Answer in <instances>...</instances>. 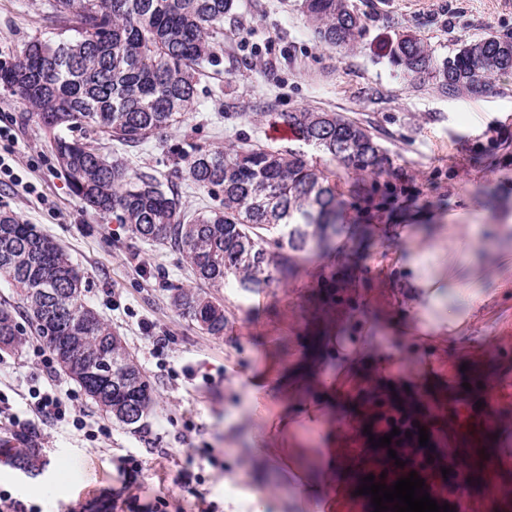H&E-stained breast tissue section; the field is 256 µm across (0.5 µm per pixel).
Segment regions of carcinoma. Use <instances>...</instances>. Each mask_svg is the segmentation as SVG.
<instances>
[{"instance_id": "carcinoma-1", "label": "carcinoma", "mask_w": 512, "mask_h": 512, "mask_svg": "<svg viewBox=\"0 0 512 512\" xmlns=\"http://www.w3.org/2000/svg\"><path fill=\"white\" fill-rule=\"evenodd\" d=\"M304 7L322 44L357 45L365 24L350 0H304ZM51 9L72 34L29 39L0 63V88L53 135L60 170L83 207L182 254L203 287L168 288L172 305L205 333L224 335V303L210 289L255 293L272 281L287 283L299 256L331 243L340 230L336 184L299 151L191 144L177 154L178 170L222 195L221 207L191 213L172 186L95 146L107 135L135 148L195 108L199 68L216 62V37L235 0H52ZM390 59L412 81L429 78L438 92L461 97L512 72V38L489 34L440 59L421 40L402 36ZM275 122L355 174L381 175L390 165L370 127L342 114L278 112ZM1 277L17 302L0 304V343L19 352L34 332L103 412L143 429L153 405L150 381L86 301L83 276L67 253L7 211H0ZM14 461L28 473L36 454L18 448Z\"/></svg>"}]
</instances>
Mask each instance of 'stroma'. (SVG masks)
Returning <instances> with one entry per match:
<instances>
[{"label":"stroma","instance_id":"35a3bbf8","mask_svg":"<svg viewBox=\"0 0 512 512\" xmlns=\"http://www.w3.org/2000/svg\"><path fill=\"white\" fill-rule=\"evenodd\" d=\"M366 23L359 43L336 51L319 45L302 0H237L224 20L216 63L206 66L199 103L172 128L164 148L154 142L124 150L133 168L176 183L192 210L213 198L173 164L186 144L245 142L301 149L274 138V113L336 112L371 125L392 160L382 176H359L329 164L345 205L332 249L299 264L287 284L244 293L222 289L228 324L211 336L171 306L168 288L190 284L178 251L130 235L116 219L85 210L57 170L52 135L19 100L0 90V210L13 211L58 241L79 267L84 294L120 336L148 377L155 406L144 430L112 420L84 393L79 406L107 433L88 440L67 422L16 438L0 425V448L38 449L40 470L29 475L0 458V491L35 512H101L122 489L116 459L143 463L140 505L189 510L199 497L215 512H254L260 480L244 461L262 433L280 449L275 466L286 497L270 495L265 512H312L317 498L331 512H374L361 493L366 476L394 461L372 445L375 401L384 398L421 416L437 456L460 422L461 407L480 427L478 455L458 453L461 499L476 512H512V280L508 266L489 274L484 300L461 330L445 339L420 334L402 272L407 234L431 235L437 224H503L512 218V72L490 90L463 97L415 87L388 56L399 36L422 39L447 56L463 40L512 37V0H352ZM48 0H0V62L29 38L56 32ZM168 346L153 354L151 339ZM51 352L31 336L22 352L0 350V398L29 413L31 386L74 383L47 377ZM262 379L252 408L248 389ZM336 468L311 492V466L328 436ZM190 474L175 483L178 471Z\"/></svg>","mask_w":512,"mask_h":512}]
</instances>
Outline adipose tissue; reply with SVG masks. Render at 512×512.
Masks as SVG:
<instances>
[{
    "label": "adipose tissue",
    "mask_w": 512,
    "mask_h": 512,
    "mask_svg": "<svg viewBox=\"0 0 512 512\" xmlns=\"http://www.w3.org/2000/svg\"><path fill=\"white\" fill-rule=\"evenodd\" d=\"M476 230L473 224H442L432 240L420 235L407 238L403 262L411 274L410 287L423 291L424 302L417 318L424 329L452 331L462 326L466 318L465 311H458L450 298L459 287L455 276L457 261H464L473 274L480 275L512 255V223L485 225L482 246L464 250V242Z\"/></svg>",
    "instance_id": "adipose-tissue-1"
}]
</instances>
